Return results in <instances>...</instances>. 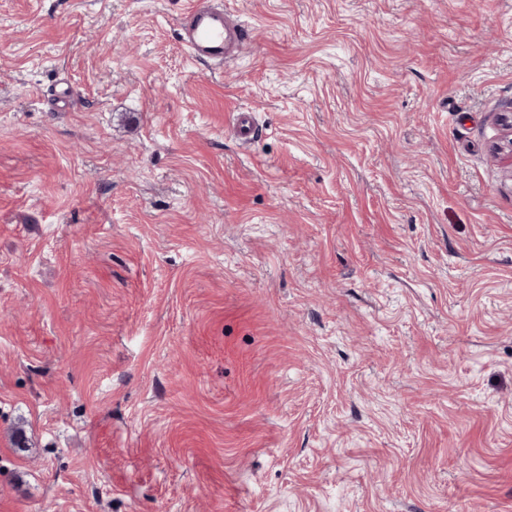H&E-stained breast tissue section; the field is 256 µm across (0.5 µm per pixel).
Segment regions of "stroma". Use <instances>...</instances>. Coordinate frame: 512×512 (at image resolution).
I'll return each instance as SVG.
<instances>
[{"label":"stroma","instance_id":"35a3bbf8","mask_svg":"<svg viewBox=\"0 0 512 512\" xmlns=\"http://www.w3.org/2000/svg\"><path fill=\"white\" fill-rule=\"evenodd\" d=\"M223 2L0 0V512H512V0ZM179 33L195 60L215 65L234 59L250 37L246 26L226 13L220 0L206 6L192 1ZM237 136L247 143H252L258 136V127L253 113L249 110H240L233 118Z\"/></svg>","mask_w":512,"mask_h":512}]
</instances>
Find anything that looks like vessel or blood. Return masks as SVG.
<instances>
[{
	"label": "vessel or blood",
	"instance_id": "vessel-or-blood-1",
	"mask_svg": "<svg viewBox=\"0 0 512 512\" xmlns=\"http://www.w3.org/2000/svg\"><path fill=\"white\" fill-rule=\"evenodd\" d=\"M180 38L195 60L221 65L237 56L249 39V32L244 24L225 12L222 0H210L204 6L198 0H191L181 24ZM233 124L244 142L257 138L258 127L251 111H238Z\"/></svg>",
	"mask_w": 512,
	"mask_h": 512
}]
</instances>
